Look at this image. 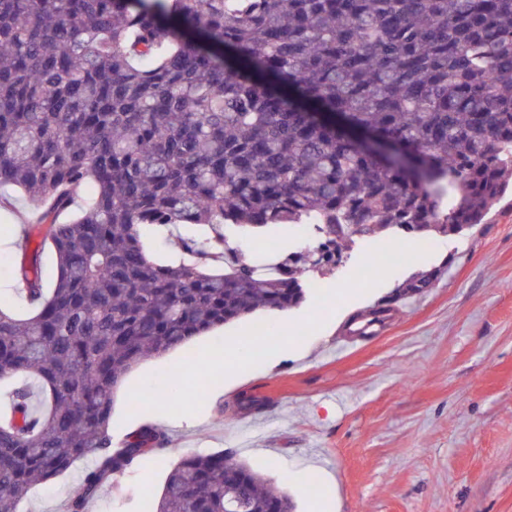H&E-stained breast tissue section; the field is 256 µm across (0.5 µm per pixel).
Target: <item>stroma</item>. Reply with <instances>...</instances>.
<instances>
[{"label": "stroma", "instance_id": "obj_1", "mask_svg": "<svg viewBox=\"0 0 512 512\" xmlns=\"http://www.w3.org/2000/svg\"><path fill=\"white\" fill-rule=\"evenodd\" d=\"M27 207L19 194L12 211L0 209V298L20 316L28 309L15 270ZM227 237L252 260L272 246L308 245L292 225L269 244ZM425 272L432 285L405 294ZM303 281L306 297L286 315L304 349L256 360L230 381L185 384L180 401L157 400L151 422L168 433L166 452L142 457L86 512H147L141 488L161 491L184 456L223 451L288 491L297 512H512V192L461 233L428 244L402 230L363 238L327 274ZM386 302L391 318L356 351L337 352L351 317ZM254 323H230L129 372L113 405V441L149 422L153 381L201 352L224 355L231 336L252 334ZM83 469L32 489L26 512H65ZM304 469L329 476L332 493L289 483Z\"/></svg>", "mask_w": 512, "mask_h": 512}]
</instances>
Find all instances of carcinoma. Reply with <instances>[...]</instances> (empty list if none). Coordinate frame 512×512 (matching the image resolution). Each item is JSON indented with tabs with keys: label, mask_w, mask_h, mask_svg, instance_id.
<instances>
[{
	"label": "carcinoma",
	"mask_w": 512,
	"mask_h": 512,
	"mask_svg": "<svg viewBox=\"0 0 512 512\" xmlns=\"http://www.w3.org/2000/svg\"><path fill=\"white\" fill-rule=\"evenodd\" d=\"M512 175V0H0V189L35 244L0 299V512L80 460L85 512L166 433L112 446L114 392L142 361L299 305V273L394 229L481 223ZM314 246L269 273L225 230L278 225ZM203 226L154 259L149 226ZM49 242L57 277L46 288ZM149 512H295L231 455H191Z\"/></svg>",
	"instance_id": "cac0c4a2"
}]
</instances>
